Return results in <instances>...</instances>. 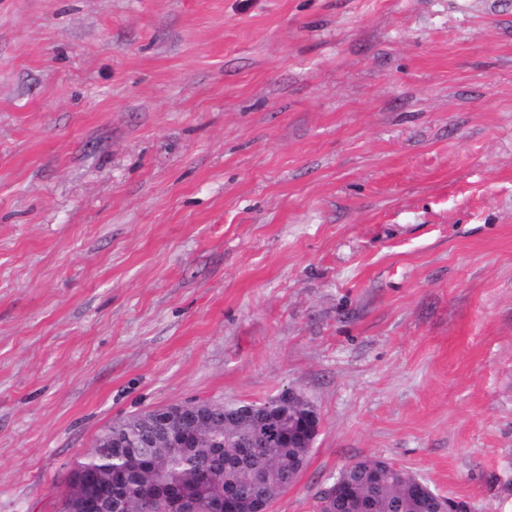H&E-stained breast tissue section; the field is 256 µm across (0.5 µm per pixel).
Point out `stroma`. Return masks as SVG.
<instances>
[{
  "instance_id": "stroma-1",
  "label": "stroma",
  "mask_w": 512,
  "mask_h": 512,
  "mask_svg": "<svg viewBox=\"0 0 512 512\" xmlns=\"http://www.w3.org/2000/svg\"><path fill=\"white\" fill-rule=\"evenodd\" d=\"M292 389L512 512V0H0V512L118 418Z\"/></svg>"
}]
</instances>
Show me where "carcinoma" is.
<instances>
[{"mask_svg": "<svg viewBox=\"0 0 512 512\" xmlns=\"http://www.w3.org/2000/svg\"><path fill=\"white\" fill-rule=\"evenodd\" d=\"M198 408L208 412L211 423L195 431L194 447L181 448L163 440L158 429L130 424L131 417L114 421V437L121 447L112 449V459L99 461L85 455L71 472L63 498L62 512H79L74 508L75 482L85 469L97 474L124 475L136 485L165 483L195 490L198 512L205 505L224 498L230 487L237 493L232 512H257L271 505L285 486L292 485L307 463V444L288 436L289 425L303 411L298 402L270 403L245 412L236 403L216 405L201 402ZM234 430L242 440L256 439L259 448H226L239 461L231 466L212 456L215 445H224V432ZM147 454L153 461L150 470H133V458ZM340 475L356 497H370L376 512H434L439 494L431 492L421 502L411 495L414 476L388 462L362 457L344 466ZM117 512H173L161 502L148 504L139 494H129L119 501Z\"/></svg>", "mask_w": 512, "mask_h": 512, "instance_id": "cac0c4a2", "label": "carcinoma"}]
</instances>
